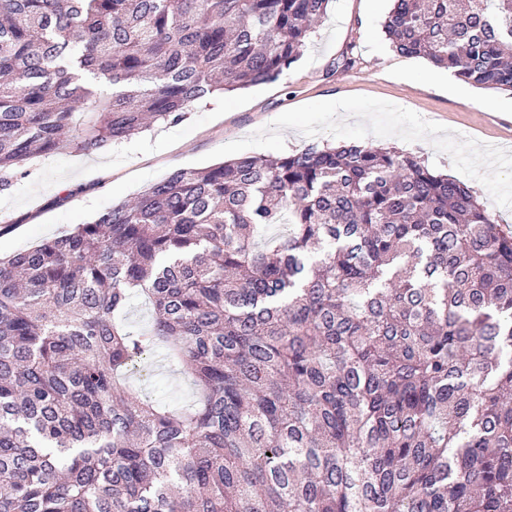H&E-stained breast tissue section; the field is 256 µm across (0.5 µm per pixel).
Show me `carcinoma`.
<instances>
[{"instance_id": "obj_1", "label": "carcinoma", "mask_w": 512, "mask_h": 512, "mask_svg": "<svg viewBox=\"0 0 512 512\" xmlns=\"http://www.w3.org/2000/svg\"><path fill=\"white\" fill-rule=\"evenodd\" d=\"M329 2L0 0V173L276 79ZM384 33L512 91V0H391ZM159 354L190 406L132 393ZM0 512H512V233L410 153L309 145L0 261Z\"/></svg>"}]
</instances>
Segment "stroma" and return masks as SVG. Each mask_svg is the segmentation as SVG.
<instances>
[{
    "mask_svg": "<svg viewBox=\"0 0 512 512\" xmlns=\"http://www.w3.org/2000/svg\"><path fill=\"white\" fill-rule=\"evenodd\" d=\"M389 9L388 0H331L277 79L201 100L182 121L119 143L30 159L0 187V259L135 200L176 170L350 141L420 157L512 226V93L453 75L438 81L427 59L391 47L382 29ZM131 388L173 406L194 395L158 361Z\"/></svg>",
    "mask_w": 512,
    "mask_h": 512,
    "instance_id": "stroma-1",
    "label": "stroma"
}]
</instances>
